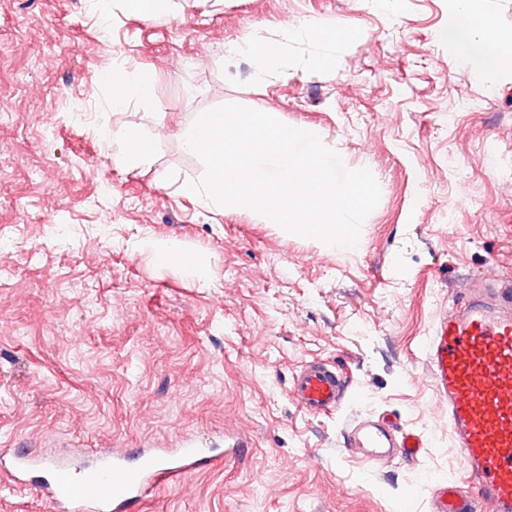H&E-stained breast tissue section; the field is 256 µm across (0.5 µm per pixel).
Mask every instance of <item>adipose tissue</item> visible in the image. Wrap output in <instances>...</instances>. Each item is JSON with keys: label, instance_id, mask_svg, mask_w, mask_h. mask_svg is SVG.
<instances>
[{"label": "adipose tissue", "instance_id": "1", "mask_svg": "<svg viewBox=\"0 0 512 512\" xmlns=\"http://www.w3.org/2000/svg\"><path fill=\"white\" fill-rule=\"evenodd\" d=\"M475 0H453V18L443 33L449 49L465 63L488 69L512 61V31L497 28L476 12Z\"/></svg>", "mask_w": 512, "mask_h": 512}]
</instances>
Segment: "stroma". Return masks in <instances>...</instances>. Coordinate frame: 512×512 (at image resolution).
Here are the masks:
<instances>
[{"instance_id":"obj_1","label":"stroma","mask_w":512,"mask_h":512,"mask_svg":"<svg viewBox=\"0 0 512 512\" xmlns=\"http://www.w3.org/2000/svg\"><path fill=\"white\" fill-rule=\"evenodd\" d=\"M451 0H0V448L80 465L83 448L246 447L151 491L142 512H430L457 478L424 346L448 300L512 275V77L462 66ZM338 29L323 38L321 29ZM274 43L271 61L252 45ZM149 73L112 107L109 76ZM85 112H76L75 101ZM237 103L319 133L381 196L354 248L178 187L179 134ZM152 144L128 159L127 127ZM174 240L197 265L159 263ZM310 360L344 368L340 412L291 400ZM391 413L417 459L351 457Z\"/></svg>"}]
</instances>
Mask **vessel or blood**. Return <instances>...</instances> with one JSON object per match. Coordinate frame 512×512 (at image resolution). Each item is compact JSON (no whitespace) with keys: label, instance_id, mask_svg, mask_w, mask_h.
Here are the masks:
<instances>
[{"label":"vessel or blood","instance_id":"1","mask_svg":"<svg viewBox=\"0 0 512 512\" xmlns=\"http://www.w3.org/2000/svg\"><path fill=\"white\" fill-rule=\"evenodd\" d=\"M435 394L448 408L450 445L462 462L463 480H441L430 493L431 512H512V281L473 289L456 309L440 315L425 344ZM349 387L336 366L303 365L289 394L306 414L335 413ZM350 453L371 464L415 458L424 443L415 431L387 419L359 420L348 428ZM198 453L178 448L88 451L81 481H72L67 459H44L15 449L0 476L44 475L38 486L58 512H136L156 484L190 473Z\"/></svg>","mask_w":512,"mask_h":512}]
</instances>
